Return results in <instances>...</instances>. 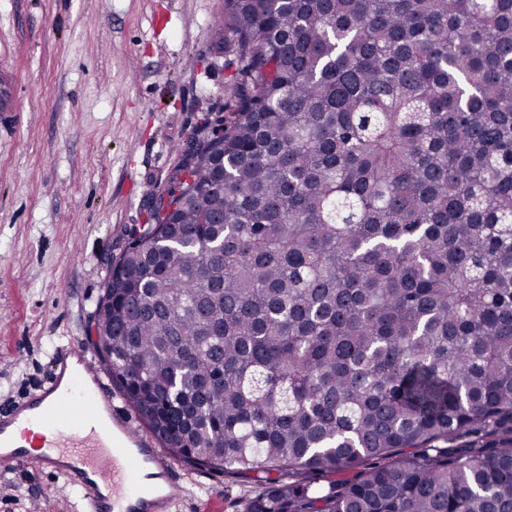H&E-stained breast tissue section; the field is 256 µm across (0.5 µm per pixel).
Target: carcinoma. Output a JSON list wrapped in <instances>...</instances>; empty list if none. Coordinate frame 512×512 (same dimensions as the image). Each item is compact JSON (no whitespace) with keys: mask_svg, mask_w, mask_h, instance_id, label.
I'll return each instance as SVG.
<instances>
[{"mask_svg":"<svg viewBox=\"0 0 512 512\" xmlns=\"http://www.w3.org/2000/svg\"><path fill=\"white\" fill-rule=\"evenodd\" d=\"M216 30L224 133L112 258V384L177 460L260 478L247 512H512V0H224Z\"/></svg>","mask_w":512,"mask_h":512,"instance_id":"carcinoma-1","label":"carcinoma"}]
</instances>
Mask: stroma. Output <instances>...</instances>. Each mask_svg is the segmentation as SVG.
I'll list each match as a JSON object with an SVG mask.
<instances>
[{
    "label": "stroma",
    "mask_w": 512,
    "mask_h": 512,
    "mask_svg": "<svg viewBox=\"0 0 512 512\" xmlns=\"http://www.w3.org/2000/svg\"><path fill=\"white\" fill-rule=\"evenodd\" d=\"M224 0H0V416L86 342L113 256L168 187L234 72L216 46ZM184 488L167 512H246L261 486L161 451ZM0 512H80L47 470L0 462Z\"/></svg>",
    "instance_id": "obj_1"
}]
</instances>
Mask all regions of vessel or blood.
<instances>
[{
    "label": "vessel or blood",
    "mask_w": 512,
    "mask_h": 512,
    "mask_svg": "<svg viewBox=\"0 0 512 512\" xmlns=\"http://www.w3.org/2000/svg\"><path fill=\"white\" fill-rule=\"evenodd\" d=\"M75 361L69 379L52 374L22 407L0 418V447L16 469L40 462L80 496L81 512H159L181 492L162 468L152 438L117 405L95 354L79 344L62 347L59 363ZM22 429L25 445L8 435Z\"/></svg>",
    "instance_id": "1"
}]
</instances>
